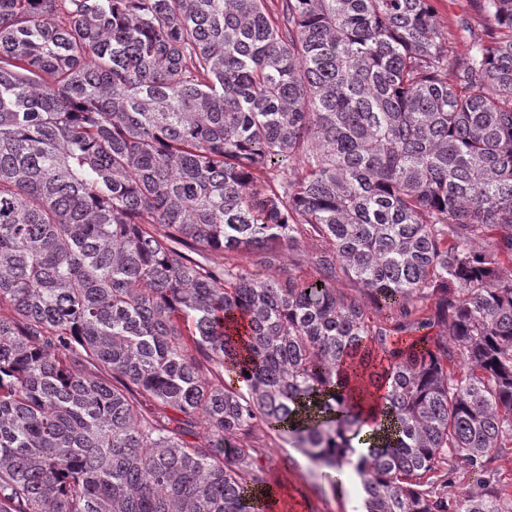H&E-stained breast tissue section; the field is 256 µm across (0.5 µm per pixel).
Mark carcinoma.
Returning <instances> with one entry per match:
<instances>
[{"instance_id":"carcinoma-1","label":"carcinoma","mask_w":512,"mask_h":512,"mask_svg":"<svg viewBox=\"0 0 512 512\" xmlns=\"http://www.w3.org/2000/svg\"><path fill=\"white\" fill-rule=\"evenodd\" d=\"M474 2L450 82L434 0H0V512H255L259 422L362 512H512V0ZM310 255H311V249L308 246L307 243L302 244L297 251L294 252V254L289 258L288 255H283L280 257V262H276V266L271 268V272L278 273L282 272V270L287 271L288 268L292 272H295L296 274H300V271L305 273L312 272L311 264H310ZM297 263H299L297 265ZM278 268H284L281 269V271L278 270Z\"/></svg>"}]
</instances>
